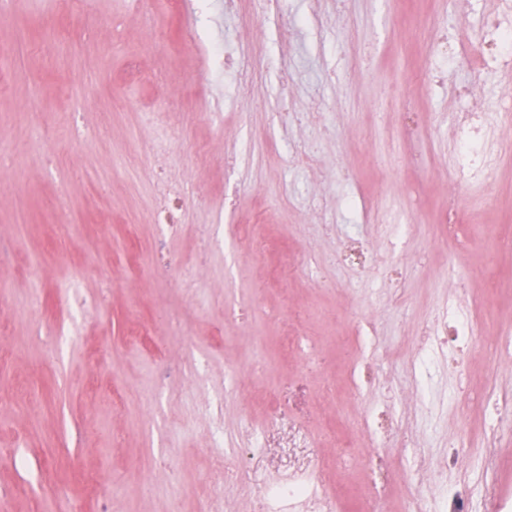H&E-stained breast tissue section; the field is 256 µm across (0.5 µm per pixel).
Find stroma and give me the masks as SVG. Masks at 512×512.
I'll use <instances>...</instances> for the list:
<instances>
[{
    "label": "stroma",
    "mask_w": 512,
    "mask_h": 512,
    "mask_svg": "<svg viewBox=\"0 0 512 512\" xmlns=\"http://www.w3.org/2000/svg\"><path fill=\"white\" fill-rule=\"evenodd\" d=\"M499 11L498 0H280L263 14L257 0L232 11L188 0L173 15L166 0H10L0 11V53L11 55L0 68V146L20 165L0 169L8 512H194L216 482L221 512H253L264 484L287 480L288 463L339 448L343 468L321 480L343 512H359L344 486L371 457L422 472L465 425L489 422L485 388L512 396V355L489 373L474 341L432 353L421 369L414 344L432 320L479 302L512 325V251L490 254L482 280L458 285L494 238L512 235V123L500 114L512 64L473 60L435 81L423 32L429 21L474 38ZM110 40L120 50L106 60L98 48ZM209 44L235 59L238 79ZM402 99L422 117L421 139L404 138ZM285 110L294 117L284 125ZM74 112L100 137L31 158V127L52 144ZM468 112L489 123L476 177L456 161ZM157 176L186 192L172 234L153 222ZM448 222L458 240L441 236ZM240 225L264 240L263 255L234 239ZM357 238L380 255L358 274L339 263ZM138 253L174 264L150 276ZM186 269L191 290L180 286ZM71 280L99 301L86 316L57 293ZM36 288L43 303L32 312ZM297 334L309 353L289 348ZM187 339L204 340L198 359ZM52 344L59 358L48 364ZM330 375L349 397L338 411L318 392ZM32 386L43 395L35 413L25 405ZM272 415L248 481L225 482L214 428L244 442ZM361 415L393 422L384 448L351 427ZM484 480L471 452L428 478L427 512H439L446 485L477 491ZM142 481L152 495L137 492Z\"/></svg>",
    "instance_id": "obj_1"
}]
</instances>
